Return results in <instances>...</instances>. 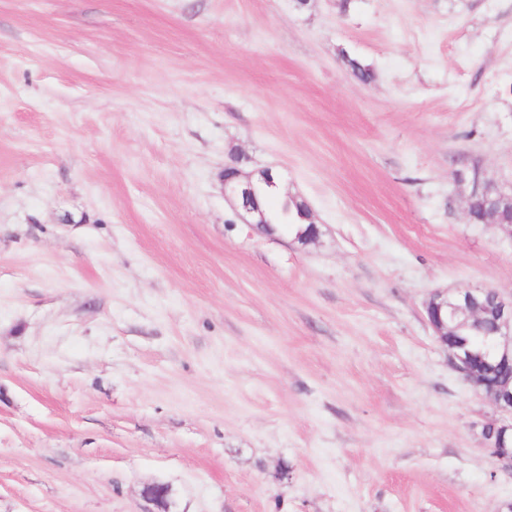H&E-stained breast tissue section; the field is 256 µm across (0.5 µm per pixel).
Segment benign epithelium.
Instances as JSON below:
<instances>
[{
	"label": "benign epithelium",
	"instance_id": "1",
	"mask_svg": "<svg viewBox=\"0 0 512 512\" xmlns=\"http://www.w3.org/2000/svg\"><path fill=\"white\" fill-rule=\"evenodd\" d=\"M263 184H275V173L269 168L246 174L234 163L224 167V192L236 201L245 223L271 233L274 227L267 221L257 196V188ZM488 292L490 289L484 287L436 290L425 305L426 320L448 351V362L479 394L487 376L512 369V295L496 292L494 307L487 311L484 296ZM466 311L485 323L490 336L480 367L476 366L468 341L448 327V322ZM493 404L499 416L483 424V445L495 469L512 473V389H498Z\"/></svg>",
	"mask_w": 512,
	"mask_h": 512
}]
</instances>
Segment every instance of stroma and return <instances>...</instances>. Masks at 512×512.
Here are the masks:
<instances>
[{"label": "stroma", "mask_w": 512, "mask_h": 512, "mask_svg": "<svg viewBox=\"0 0 512 512\" xmlns=\"http://www.w3.org/2000/svg\"><path fill=\"white\" fill-rule=\"evenodd\" d=\"M475 164L512 193V0H0V512H499L424 309L512 294ZM275 175L277 174L269 168L245 174L235 163H231L224 167V193H228L236 201L237 206L243 212L240 215L245 223L260 227L267 233L274 231L273 224H281V226H287L295 236L299 230L297 224L303 223L300 219L301 199H298L297 202L292 198H288V201L284 199L277 211L267 213L268 220L272 223L269 224L257 196L258 186L263 184L273 186L275 184ZM270 186L260 189L265 196V201L275 193L277 188Z\"/></svg>", "instance_id": "stroma-1"}]
</instances>
